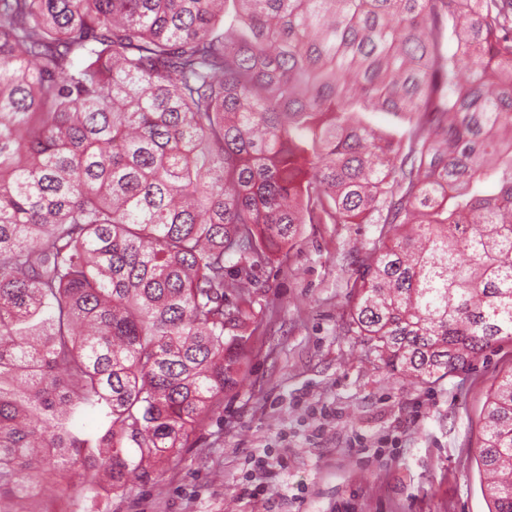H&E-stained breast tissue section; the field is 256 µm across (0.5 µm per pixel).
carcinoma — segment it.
Masks as SVG:
<instances>
[{
  "mask_svg": "<svg viewBox=\"0 0 512 512\" xmlns=\"http://www.w3.org/2000/svg\"><path fill=\"white\" fill-rule=\"evenodd\" d=\"M304 224L394 231L352 325L416 383L512 341V0H0V512L162 468ZM476 461L512 512V374Z\"/></svg>",
  "mask_w": 512,
  "mask_h": 512,
  "instance_id": "cac0c4a2",
  "label": "carcinoma"
}]
</instances>
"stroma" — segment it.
<instances>
[{
    "instance_id": "35a3bbf8",
    "label": "stroma",
    "mask_w": 512,
    "mask_h": 512,
    "mask_svg": "<svg viewBox=\"0 0 512 512\" xmlns=\"http://www.w3.org/2000/svg\"><path fill=\"white\" fill-rule=\"evenodd\" d=\"M378 224H306L259 273L246 374L150 480L80 512H489L475 450L512 341L415 384L350 324Z\"/></svg>"
}]
</instances>
